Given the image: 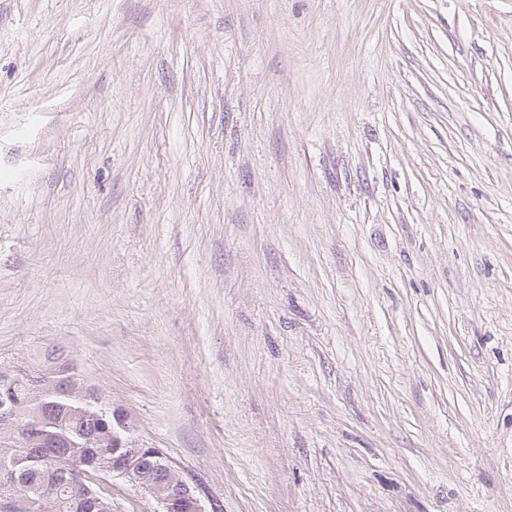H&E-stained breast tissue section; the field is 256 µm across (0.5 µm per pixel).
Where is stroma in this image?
Masks as SVG:
<instances>
[{
    "label": "stroma",
    "instance_id": "stroma-1",
    "mask_svg": "<svg viewBox=\"0 0 512 512\" xmlns=\"http://www.w3.org/2000/svg\"><path fill=\"white\" fill-rule=\"evenodd\" d=\"M58 348L222 512H512V0H0Z\"/></svg>",
    "mask_w": 512,
    "mask_h": 512
}]
</instances>
